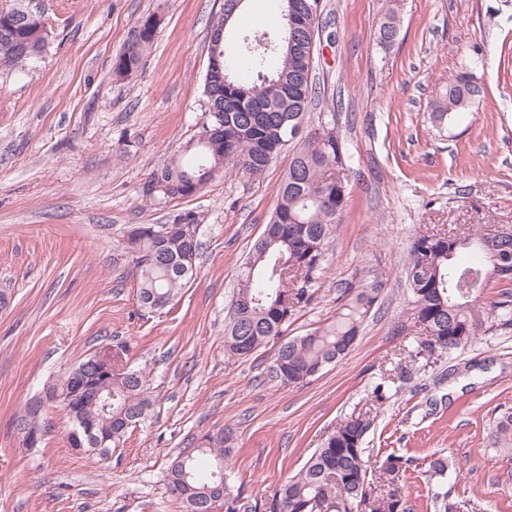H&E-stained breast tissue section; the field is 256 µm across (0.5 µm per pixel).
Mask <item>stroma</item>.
Wrapping results in <instances>:
<instances>
[{"instance_id": "35a3bbf8", "label": "stroma", "mask_w": 512, "mask_h": 512, "mask_svg": "<svg viewBox=\"0 0 512 512\" xmlns=\"http://www.w3.org/2000/svg\"><path fill=\"white\" fill-rule=\"evenodd\" d=\"M50 45L23 78L0 85V512H181L166 474L203 434L232 436L233 491L264 497L295 474L346 417L369 414L373 459L413 458L407 512H512V454L488 445L512 411V330L483 336L449 360L413 369L380 403L369 393L412 339L405 260L423 228L512 224V0H323L316 80L336 103L352 157L348 202L325 254L317 301L289 336L322 326L341 288L380 280L348 354L306 385L267 370L268 344L224 351V318L242 265L276 204L292 154L265 176L226 174L199 194L151 204L149 174L178 154L201 120L210 30L223 0H33ZM398 35L377 40L387 11ZM161 23L140 69L112 79V60L143 17ZM469 71L479 106L436 122L430 106ZM192 210L197 270L162 311L142 314L125 234ZM125 345L149 372L155 404L101 460L74 452L68 419L47 408L36 447L11 419L85 357ZM459 463L432 476V455Z\"/></svg>"}]
</instances>
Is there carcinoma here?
<instances>
[{"instance_id":"obj_1","label":"carcinoma","mask_w":512,"mask_h":512,"mask_svg":"<svg viewBox=\"0 0 512 512\" xmlns=\"http://www.w3.org/2000/svg\"><path fill=\"white\" fill-rule=\"evenodd\" d=\"M312 0H281L282 23L274 33L238 34L235 53L219 40L224 16L237 0L225 3L226 15L213 24L209 63L203 84L202 121L178 157L153 171L144 183L143 200L161 203L199 194L227 169L251 179L263 177L282 149L281 137L293 128L300 135L288 143L293 159L278 190V202L263 234L244 262L235 299L224 323V347L232 357H246L277 339L270 376L284 386L309 383L328 365L345 356L379 298V281L350 284L338 296L332 320L303 336L285 337L296 311L317 293L333 226L339 223L348 192L344 171L349 157L336 130V108L326 106L317 123L310 106L325 102L311 76L307 47L319 31L315 20L294 27V11ZM158 29L156 16L144 17L123 50L112 60V79L124 80L140 67ZM49 32L43 18L31 19L23 3L0 10V79L18 78L43 59ZM482 95L472 75L461 72L448 81L435 101L431 117L443 121L474 106ZM194 211L178 214L173 223L133 224L126 244L137 283L140 308L155 313L167 307L196 274L199 241L183 231L198 227ZM458 246L446 236L419 232L406 263L409 314L421 335L408 347L412 360L435 364L451 357L473 339L512 329V227L494 234L482 228ZM502 287L490 301L481 295L491 284ZM466 331L467 339L457 336ZM124 351L112 353V373L102 372L98 355L84 358L66 376L30 399L13 416L16 434L41 432V418L56 395L70 429L79 433L71 447L101 457L96 447H120L131 427L145 421L154 405L149 376L123 365ZM407 368L383 373L371 390L381 402L401 389ZM97 386L112 394L105 412L88 395ZM372 420L350 416L328 433L307 463L262 499H248L224 484L216 491L218 465L231 449L219 428L202 436L197 451L174 461L167 471L171 493L184 512H402L403 489L412 459L388 454L371 465L364 448ZM489 447L512 453V412L502 413L489 436Z\"/></svg>"}]
</instances>
